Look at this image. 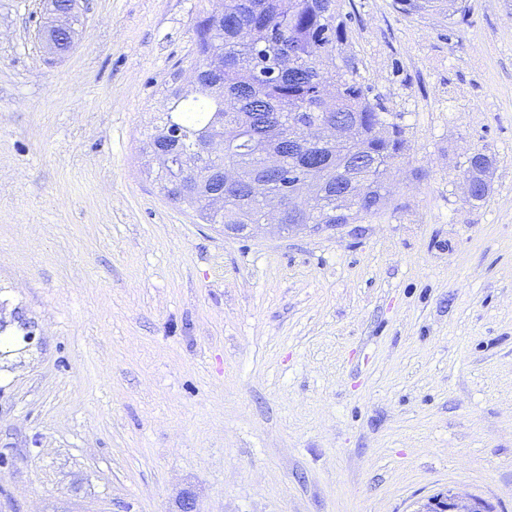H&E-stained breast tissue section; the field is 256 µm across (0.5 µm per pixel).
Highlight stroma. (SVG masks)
I'll use <instances>...</instances> for the list:
<instances>
[{"label":"stroma","instance_id":"1","mask_svg":"<svg viewBox=\"0 0 512 512\" xmlns=\"http://www.w3.org/2000/svg\"><path fill=\"white\" fill-rule=\"evenodd\" d=\"M467 3L344 0L393 212L228 236L142 152L209 0H80L64 54L0 0V512H512V0ZM467 166L465 169H470L471 181H472V193L475 201L483 200L489 193L485 182L481 178L483 171L492 167V158L489 155L480 154V156H474L473 154L467 158ZM418 512H487L478 499L461 500L448 492L428 499Z\"/></svg>","mask_w":512,"mask_h":512}]
</instances>
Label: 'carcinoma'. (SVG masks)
Masks as SVG:
<instances>
[{"label":"carcinoma","mask_w":512,"mask_h":512,"mask_svg":"<svg viewBox=\"0 0 512 512\" xmlns=\"http://www.w3.org/2000/svg\"><path fill=\"white\" fill-rule=\"evenodd\" d=\"M223 7L235 25L220 27L205 11L194 25V64L203 68L199 87L190 95L172 92L144 143L149 155L168 129L180 131L175 164L157 172L162 187L177 183L187 162L235 167L239 179L224 184L223 200L183 198L206 224L260 223L269 191L287 183L295 184V194L283 192L287 224H355L384 213L390 204L386 174L409 150L408 139L405 128L387 121L381 104L369 99L353 58L339 48L346 31L341 0H224ZM215 55L224 67L206 69ZM281 112L299 124L295 136L303 145L311 138L303 124L350 123L346 141L320 149L323 177L303 194L302 152L285 160L278 183L265 172ZM204 138L213 144L209 153L198 147ZM490 166L488 155L467 158L476 201L489 193L481 174Z\"/></svg>","instance_id":"1"}]
</instances>
